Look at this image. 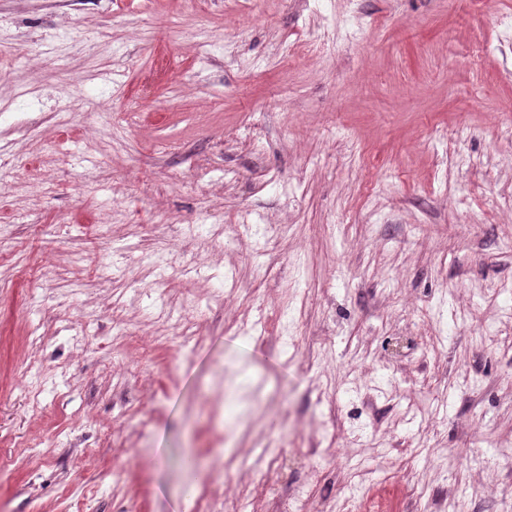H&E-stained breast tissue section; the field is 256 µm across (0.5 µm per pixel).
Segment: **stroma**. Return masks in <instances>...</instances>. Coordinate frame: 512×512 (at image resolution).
I'll list each match as a JSON object with an SVG mask.
<instances>
[{"mask_svg": "<svg viewBox=\"0 0 512 512\" xmlns=\"http://www.w3.org/2000/svg\"><path fill=\"white\" fill-rule=\"evenodd\" d=\"M507 282L512 0H0V512H512Z\"/></svg>", "mask_w": 512, "mask_h": 512, "instance_id": "1", "label": "stroma"}]
</instances>
